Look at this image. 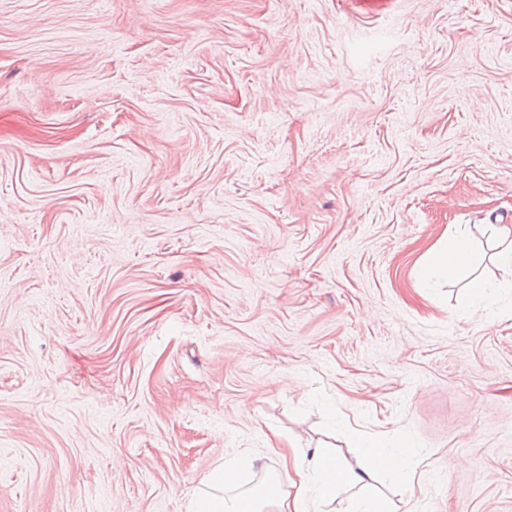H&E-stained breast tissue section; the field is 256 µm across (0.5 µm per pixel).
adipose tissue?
<instances>
[{"mask_svg":"<svg viewBox=\"0 0 512 512\" xmlns=\"http://www.w3.org/2000/svg\"><path fill=\"white\" fill-rule=\"evenodd\" d=\"M470 238L448 233L434 245L431 257L418 265L420 277L456 278L465 274L472 263ZM358 466L348 468L326 449H313L311 454L292 453L282 457V464L292 465L295 477L289 490L272 483L258 490H239L244 469L253 466L254 456L226 459L203 481L204 488L188 505V512H320L319 505L335 499L344 484L359 486L360 496L344 512H394L390 504L374 491L376 473H400L403 455L386 448L376 438L361 439L358 444Z\"/></svg>","mask_w":512,"mask_h":512,"instance_id":"ef3b65f1","label":"adipose tissue"}]
</instances>
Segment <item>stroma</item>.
Segmentation results:
<instances>
[{"label": "stroma", "instance_id": "obj_1", "mask_svg": "<svg viewBox=\"0 0 512 512\" xmlns=\"http://www.w3.org/2000/svg\"><path fill=\"white\" fill-rule=\"evenodd\" d=\"M512 0H0V512H186L241 452L409 449L512 512ZM472 259V240L449 231L434 245L431 258L418 264V274L421 278H456L469 270Z\"/></svg>", "mask_w": 512, "mask_h": 512}]
</instances>
